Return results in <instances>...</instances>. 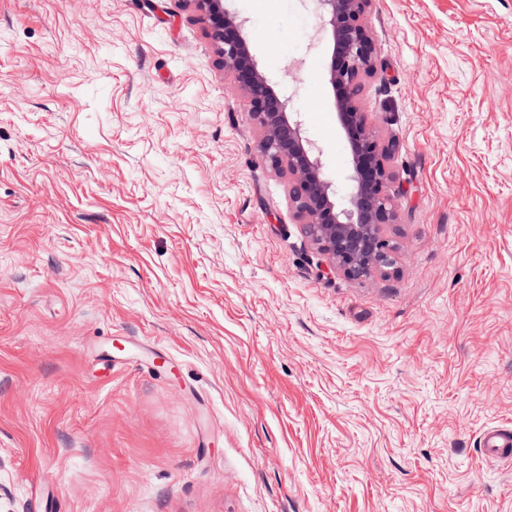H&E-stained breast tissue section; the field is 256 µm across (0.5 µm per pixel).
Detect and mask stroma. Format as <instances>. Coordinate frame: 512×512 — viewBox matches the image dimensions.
Returning <instances> with one entry per match:
<instances>
[{"label":"stroma","instance_id":"35a3bbf8","mask_svg":"<svg viewBox=\"0 0 512 512\" xmlns=\"http://www.w3.org/2000/svg\"><path fill=\"white\" fill-rule=\"evenodd\" d=\"M339 196L316 0H224ZM390 267L260 160L191 0H0V512H512V0H373ZM479 448L486 460L512 464V426L486 429L479 438Z\"/></svg>","mask_w":512,"mask_h":512}]
</instances>
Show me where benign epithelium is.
Wrapping results in <instances>:
<instances>
[{
  "label": "benign epithelium",
  "mask_w": 512,
  "mask_h": 512,
  "mask_svg": "<svg viewBox=\"0 0 512 512\" xmlns=\"http://www.w3.org/2000/svg\"><path fill=\"white\" fill-rule=\"evenodd\" d=\"M204 13L220 63L249 103L261 137L257 145L267 168L288 175V197L310 237L334 267L360 278L390 264V244L382 226L396 223L386 193L393 175L387 167L395 144H384L360 104L364 81L378 73L376 48L367 24L373 0H317L332 52L326 78L334 91L338 123L348 142L352 190L342 203L301 124L258 68L244 22L224 8V0H194Z\"/></svg>",
  "instance_id": "7a95c632"
}]
</instances>
